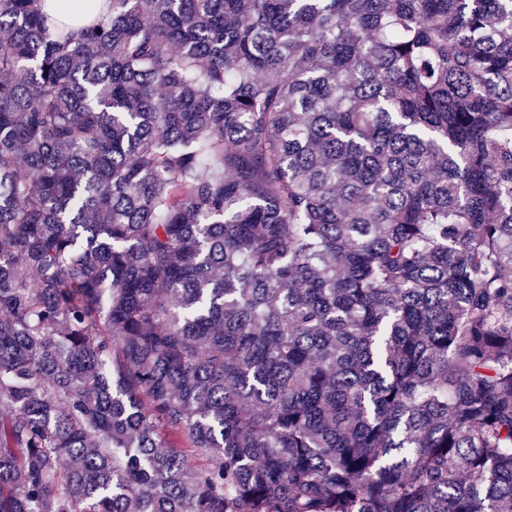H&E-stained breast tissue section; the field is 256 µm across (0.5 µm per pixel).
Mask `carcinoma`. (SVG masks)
Returning a JSON list of instances; mask_svg holds the SVG:
<instances>
[{"instance_id": "obj_1", "label": "carcinoma", "mask_w": 512, "mask_h": 512, "mask_svg": "<svg viewBox=\"0 0 512 512\" xmlns=\"http://www.w3.org/2000/svg\"><path fill=\"white\" fill-rule=\"evenodd\" d=\"M0 0V512H512V0Z\"/></svg>"}]
</instances>
